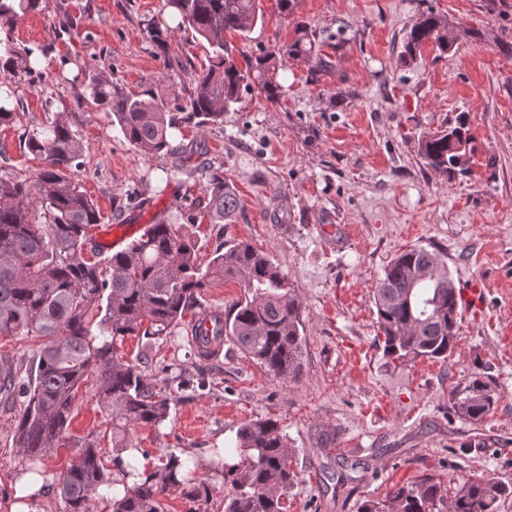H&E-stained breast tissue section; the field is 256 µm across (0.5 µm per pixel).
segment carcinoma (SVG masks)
I'll use <instances>...</instances> for the list:
<instances>
[{
  "instance_id": "cac0c4a2",
  "label": "carcinoma",
  "mask_w": 512,
  "mask_h": 512,
  "mask_svg": "<svg viewBox=\"0 0 512 512\" xmlns=\"http://www.w3.org/2000/svg\"><path fill=\"white\" fill-rule=\"evenodd\" d=\"M39 0H0V124L9 123L22 106L19 80L36 72L35 51L14 42L18 21ZM166 8L214 48L209 65L193 79L188 100L172 107L153 95L140 98L117 82L95 76L92 100L112 113L130 145L149 156L178 152L173 131L184 125L214 124L253 87L267 100L279 97V68L287 60L309 56L314 42L305 25L297 38L275 44L241 69L224 46V34L249 32L259 17V0H166ZM433 41L448 49L447 20L427 14L411 27L405 52L413 57ZM471 135L464 116L421 138L419 152L432 170L464 171L470 161ZM20 146L42 161L28 178L0 176V335L36 334L48 338L26 367L0 373V405L20 407L13 422V443L27 460L25 471L43 475L42 458L64 445L69 434L74 393L89 372L98 382V404L112 421V468L105 451L83 445L58 484L67 512H89L93 495L122 483L112 494V512H163L160 496L176 489L194 502L210 500L214 487L189 478L188 462L171 452L154 471L140 472L125 455L134 432L167 421L176 400L171 384L156 390L139 365L125 360L117 344L144 337L146 345L165 340L186 315L197 316L209 281L238 280L244 296L216 317L215 348L199 356L215 357L230 342L283 381L303 374L304 327L301 305L288 276L266 252L249 242L224 240L207 268L198 265L197 243L185 223L164 219L150 225L124 250L92 261L85 256L88 228L102 215L95 201L73 178L85 151L62 118L26 129ZM212 217L229 224L238 198L224 177L213 174L206 186ZM377 326L386 353L447 361L459 329V307L442 250L414 246L384 268L373 292ZM461 419L479 423L489 415L497 393L473 375L451 390ZM224 512H283L281 498L297 481L288 456V440L271 418L251 419L238 432L235 450L224 456ZM512 496V483L468 478L452 495L424 478L390 490L382 500H368L360 512H496L500 499Z\"/></svg>"
}]
</instances>
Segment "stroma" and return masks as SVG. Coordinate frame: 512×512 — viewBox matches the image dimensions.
Returning <instances> with one entry per match:
<instances>
[{
  "instance_id": "stroma-1",
  "label": "stroma",
  "mask_w": 512,
  "mask_h": 512,
  "mask_svg": "<svg viewBox=\"0 0 512 512\" xmlns=\"http://www.w3.org/2000/svg\"><path fill=\"white\" fill-rule=\"evenodd\" d=\"M250 32L226 35L238 66L292 42L298 24L317 36L314 54L288 61L277 101L243 91L219 125L174 133L179 155L151 157L124 138L111 113L92 103V76L185 103L213 49L170 26L165 0H40L19 21L16 43L47 48L23 81V106L0 125V175L30 176L41 163L19 148L24 129L64 115L85 144L74 177L105 219L143 226L181 224L194 210L201 265L226 238L250 242L287 274L302 306L304 372L276 379L237 347L193 367L187 331L155 343L146 375L198 374L159 427L139 429L146 470L175 452L200 462L209 502L166 492L164 512H224V479L210 464L250 419L279 421L299 480L284 512H360L365 501L430 476L442 489L472 475L512 482V0H260ZM447 19L448 51L435 43L415 56L405 38L421 14ZM170 27L168 45L145 26ZM465 115L473 138L469 171L428 169L421 137ZM235 190L230 224L212 223L205 187L213 170ZM144 202L131 206V192ZM435 246L453 280L475 278L483 305L462 311L447 361L383 353L372 302L375 283L403 250ZM492 382L494 411L479 423L453 415L449 392L471 375ZM95 377L80 385L70 440L44 457L58 482L84 441L112 447L96 403ZM14 416L0 409V512L12 502L24 459L12 443Z\"/></svg>"
}]
</instances>
